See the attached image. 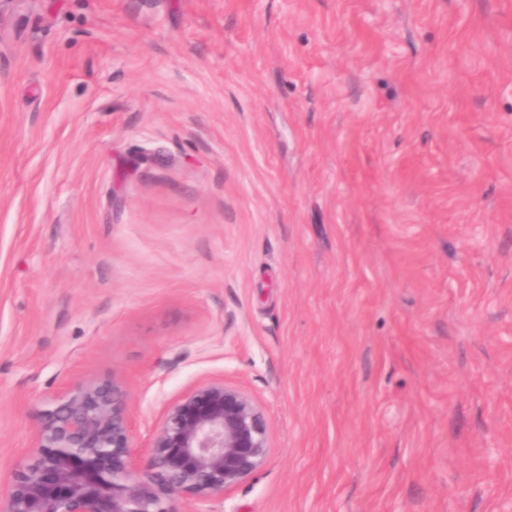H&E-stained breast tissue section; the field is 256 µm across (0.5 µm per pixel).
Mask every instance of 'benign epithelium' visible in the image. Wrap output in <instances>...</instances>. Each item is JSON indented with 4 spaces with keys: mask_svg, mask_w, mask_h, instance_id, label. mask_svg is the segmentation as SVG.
I'll return each mask as SVG.
<instances>
[{
    "mask_svg": "<svg viewBox=\"0 0 512 512\" xmlns=\"http://www.w3.org/2000/svg\"><path fill=\"white\" fill-rule=\"evenodd\" d=\"M34 448L0 512H183V501L221 498L262 468L271 438L252 396L213 381L166 408L140 458L125 387L89 381L44 398Z\"/></svg>",
    "mask_w": 512,
    "mask_h": 512,
    "instance_id": "7a95c632",
    "label": "benign epithelium"
}]
</instances>
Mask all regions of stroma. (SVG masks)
Wrapping results in <instances>:
<instances>
[{
	"label": "stroma",
	"mask_w": 512,
	"mask_h": 512,
	"mask_svg": "<svg viewBox=\"0 0 512 512\" xmlns=\"http://www.w3.org/2000/svg\"><path fill=\"white\" fill-rule=\"evenodd\" d=\"M114 378L260 404L212 512H512V0H11L0 479Z\"/></svg>",
	"instance_id": "35a3bbf8"
}]
</instances>
